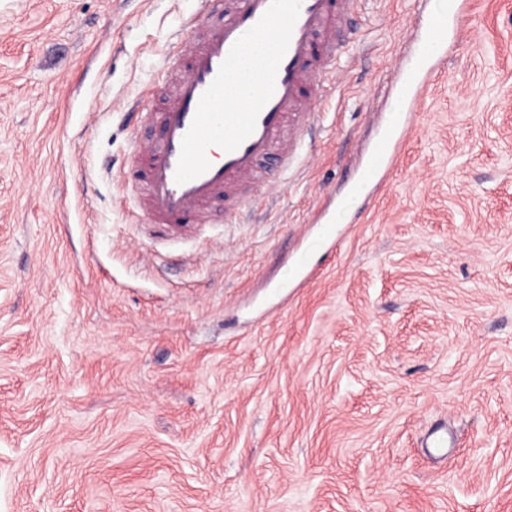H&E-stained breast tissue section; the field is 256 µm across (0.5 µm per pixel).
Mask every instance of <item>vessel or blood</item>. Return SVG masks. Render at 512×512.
I'll return each mask as SVG.
<instances>
[{"instance_id": "obj_1", "label": "vessel or blood", "mask_w": 512, "mask_h": 512, "mask_svg": "<svg viewBox=\"0 0 512 512\" xmlns=\"http://www.w3.org/2000/svg\"><path fill=\"white\" fill-rule=\"evenodd\" d=\"M215 0H197L175 48L164 61L173 87L163 111L145 112L160 133L133 140L132 153L144 162L139 183L128 193L142 201L150 223L202 224L209 207L223 205L236 214L259 205L250 191L261 161L276 158L277 171L266 184L279 192L303 152V135L319 110L316 91L336 84L334 31L356 0H232L223 20L200 27ZM470 0H448L417 28V51L404 63L389 90L414 107L426 94L448 47L461 33ZM275 37L272 63L256 62L254 84L238 101H225L229 84L249 42ZM293 139H284L285 128ZM409 129L392 124L372 143L353 201L371 197L394 161Z\"/></svg>"}]
</instances>
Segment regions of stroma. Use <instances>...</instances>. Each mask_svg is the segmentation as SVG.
<instances>
[{"label":"stroma","instance_id":"1","mask_svg":"<svg viewBox=\"0 0 512 512\" xmlns=\"http://www.w3.org/2000/svg\"><path fill=\"white\" fill-rule=\"evenodd\" d=\"M194 6L0 0V512H512V0L359 214L413 0L349 18L276 209L177 232L123 200L160 133L127 104Z\"/></svg>","mask_w":512,"mask_h":512}]
</instances>
